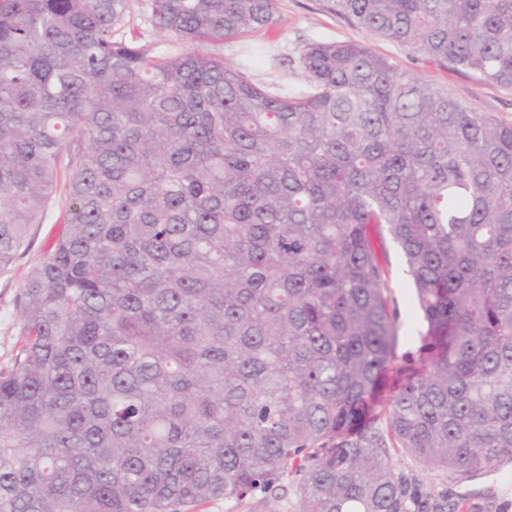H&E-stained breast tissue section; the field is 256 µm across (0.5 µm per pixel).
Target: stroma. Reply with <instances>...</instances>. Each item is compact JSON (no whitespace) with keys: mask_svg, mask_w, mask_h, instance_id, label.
Wrapping results in <instances>:
<instances>
[{"mask_svg":"<svg viewBox=\"0 0 512 512\" xmlns=\"http://www.w3.org/2000/svg\"><path fill=\"white\" fill-rule=\"evenodd\" d=\"M147 0H131V14L125 27L126 38L135 40L157 56L175 47L170 37L153 30L147 20ZM351 41L368 44L376 53L397 66L411 70L449 95L478 111L488 112L512 124V87L487 85L446 67L413 58L408 49L373 39L351 21L330 14L323 0H278L275 23L268 28L246 31L222 43H200L201 51L216 53L226 64L244 68L258 84L291 95L304 90L306 82L295 64L302 48L311 43ZM67 209L65 189H58L45 223L31 225L28 244L13 264L0 271V365H8L21 340L18 302L31 271L44 259L64 228ZM390 294L399 312L398 353L417 354L426 331L414 300L411 282L399 248H391ZM396 469L417 478L425 493L458 503L459 512H512V462L472 477H457L418 463L406 452L391 453ZM298 494L294 482L285 481L268 492L256 494L241 503L215 500L203 512H297Z\"/></svg>","mask_w":512,"mask_h":512,"instance_id":"1","label":"stroma"}]
</instances>
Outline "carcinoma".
<instances>
[{
    "mask_svg": "<svg viewBox=\"0 0 512 512\" xmlns=\"http://www.w3.org/2000/svg\"><path fill=\"white\" fill-rule=\"evenodd\" d=\"M278 0H0V269L30 274L0 367V512H194L296 479L298 512H423L390 449L512 460V125L368 46L312 43L283 95L195 49ZM512 87V0H325ZM427 325L398 356L388 243ZM147 1L132 0L130 2L131 14L125 27L126 38L129 40L133 38L136 43L144 46L150 56H157L173 49L181 50L182 44L172 42L170 37L151 28L147 21ZM66 152L59 169L58 191L44 224H32L28 244L22 249L13 264L0 271V365L11 362L21 340L18 321V302L31 271L44 259L56 237L64 229L67 209Z\"/></svg>",
    "mask_w": 512,
    "mask_h": 512,
    "instance_id": "1",
    "label": "carcinoma"
}]
</instances>
